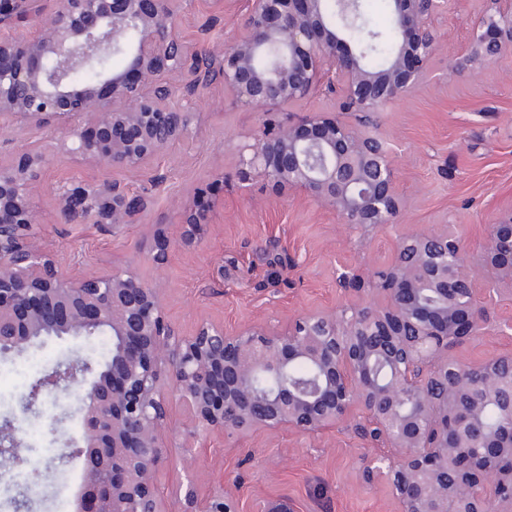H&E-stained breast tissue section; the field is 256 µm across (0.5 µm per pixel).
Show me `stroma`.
<instances>
[{
    "label": "stroma",
    "mask_w": 512,
    "mask_h": 512,
    "mask_svg": "<svg viewBox=\"0 0 512 512\" xmlns=\"http://www.w3.org/2000/svg\"><path fill=\"white\" fill-rule=\"evenodd\" d=\"M481 6V0H463L456 11L435 20L441 35L435 79L380 115V130L395 148L401 210L394 223L362 235L306 196L275 190L262 178L240 187L236 147L265 116L236 107L218 78L192 106L191 134L159 152L146 171L78 166L60 158L43 168L35 204L43 216L38 231L46 248L77 259L84 271L113 261L139 266L145 280L160 289L166 318L183 336L204 322L229 331L284 325L306 311L364 300L365 292L339 286L340 273L347 267L362 275L387 268L404 232L452 224L469 252L482 251L486 225L512 213V55L473 63L467 72L448 68L450 59L467 53L471 19ZM246 9L247 0H224L220 7L214 0H192L182 12L181 32L200 54L215 52L242 28ZM219 168L224 171L220 185L212 177ZM97 179L120 181L131 193L148 197L141 223L116 229L61 223L53 211V186ZM208 185L224 206L205 226L202 245L174 251L164 266L155 267L151 225L169 223L178 201ZM97 345L94 339L51 341L20 356L0 357L5 377L23 359L36 361L17 387L0 389V425L17 418L31 381L71 356H96ZM510 350L512 329L495 328L451 354L473 365ZM77 408L72 397L60 406L48 397L38 405L30 417L36 431L20 450L22 465H0V512H14L18 476L35 470L41 480L30 512H74L82 465L53 460L46 451L54 445L50 422L79 434ZM378 453L343 425L314 437L292 431L246 437L217 432L194 454L168 449L157 485L170 504L180 484L190 481L202 500L219 486L232 491L242 512H256L264 499L287 500L293 512H399L385 484L365 477Z\"/></svg>",
    "instance_id": "1"
}]
</instances>
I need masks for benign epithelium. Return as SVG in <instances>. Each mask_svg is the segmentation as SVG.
<instances>
[{"instance_id":"obj_1","label":"benign epithelium","mask_w":512,"mask_h":512,"mask_svg":"<svg viewBox=\"0 0 512 512\" xmlns=\"http://www.w3.org/2000/svg\"><path fill=\"white\" fill-rule=\"evenodd\" d=\"M32 0H0V118L48 128L53 141L0 162V355L21 354L36 342L112 337L111 360L76 358L45 372L23 399L18 420L41 397L75 387L81 436L49 424L57 460L82 462L76 512H170L156 491L166 449L190 452L216 431L242 436L294 431L314 436L347 425L367 443L393 455L372 459L368 475L389 486L401 512H512V442H497L481 457L470 424L498 393L497 368L512 351L463 367L454 346L488 330V297L512 294V215L488 227L484 251L469 254L456 232L433 229L399 238L386 276L369 299L300 314L281 330L249 326L234 332L204 322L179 336L163 313L159 289L126 264L78 273L43 247L37 231L36 178L58 153L76 165L120 166L140 172L191 129L192 100L209 85L198 52L180 33L175 0H54L33 33L17 31ZM244 31L210 55L236 104L278 112L305 101L326 80L341 93L339 111L381 112L430 75L438 46L432 20L457 0H391L398 45L381 69L345 36L364 27L359 0H336L337 29L324 0H249ZM471 20L470 50L451 63H492L512 50V0H484ZM267 46L280 59L262 65ZM120 52L125 65L104 68L90 83L73 74ZM240 183L260 176L279 190L302 193L345 224L370 230L400 212L394 151L373 130L334 112H306L266 123L238 153ZM54 209L65 224H136L148 200L117 181L59 183ZM215 205L187 201L175 223L152 232V261L197 247L201 225L214 223ZM303 363L309 385L289 381ZM184 401L190 426L166 438L172 400ZM23 444L19 424L0 428V452ZM202 512H240L219 490Z\"/></svg>"}]
</instances>
